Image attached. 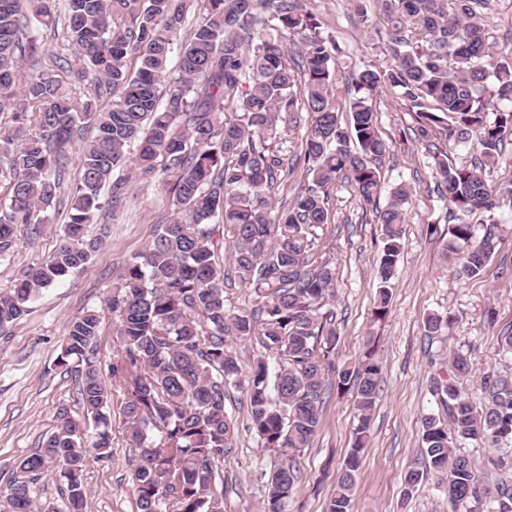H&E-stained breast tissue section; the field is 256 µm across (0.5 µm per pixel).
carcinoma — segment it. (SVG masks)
Instances as JSON below:
<instances>
[{
    "label": "carcinoma",
    "instance_id": "cac0c4a2",
    "mask_svg": "<svg viewBox=\"0 0 512 512\" xmlns=\"http://www.w3.org/2000/svg\"><path fill=\"white\" fill-rule=\"evenodd\" d=\"M51 2L0 0V112L9 113L0 124V259L14 252L20 229L32 234L49 223L54 202L70 201V213L53 252L0 295V329L101 246L85 227L123 203L127 181L113 179L115 170L143 179L177 173L174 217L127 263L112 295L123 342L112 376L127 388L129 439L140 449L133 473L139 512H222L214 467L234 431L224 413L227 385L246 390L265 448L291 454L307 447L319 426L336 343L332 315L323 312L335 269L313 250L317 230L330 223L327 188L339 178L382 224L380 308L390 300L409 191L397 185L380 205V164L390 146L372 98L393 92L415 113L417 138L440 128L453 148L475 153L470 164L433 155L453 221L448 234L467 245L457 274L472 279L497 246L491 225L512 210V180L493 184L486 175L512 136V53L491 39L488 0H377L383 29L375 33L395 65L352 75L344 122L330 96L341 50L300 0H64L60 12ZM195 3L202 19L181 40ZM46 31L61 32L62 51L46 53ZM291 45L299 50L295 72L284 62ZM174 52L178 78L163 96L159 86ZM108 94L112 104L100 107ZM302 110L313 123L293 158L311 186L277 207L274 186L289 163L282 129ZM88 125L95 135L75 156V137ZM476 212L484 215L481 229L468 221ZM226 239L234 278L261 297L248 313L224 303L216 256ZM99 326L94 311L72 321L58 360L61 367L78 363L92 442L84 443L62 409L55 431L3 488L13 512H44L31 485L53 468L66 480L67 512H84L86 460L110 448L109 392L93 360ZM230 331L259 338L278 355L277 370L261 359L241 375L224 340ZM470 372V359L459 353L433 377L445 416L422 420L424 468L446 474L453 512H512V464L489 460L497 473L480 481L478 462L456 451L466 441L491 449L512 444V379L494 380L477 410L457 386ZM379 374L375 364L338 374L342 385L355 381L359 425L327 512H350ZM297 479L290 459L269 479L263 512H282Z\"/></svg>",
    "mask_w": 512,
    "mask_h": 512
}]
</instances>
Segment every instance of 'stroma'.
<instances>
[{"instance_id": "obj_1", "label": "stroma", "mask_w": 512, "mask_h": 512, "mask_svg": "<svg viewBox=\"0 0 512 512\" xmlns=\"http://www.w3.org/2000/svg\"><path fill=\"white\" fill-rule=\"evenodd\" d=\"M324 33L335 38L342 56L331 95L338 107L348 100L346 78L364 68L386 69L393 60L373 34L381 26L376 0H303ZM380 131L390 144L382 172L386 185L406 183L411 202L403 224L404 249L397 265L385 315H377L376 271L382 227L363 209L352 186L337 180L329 187L332 222L321 232L316 255L336 269L329 307L336 327L335 369L329 374L319 428L307 448L294 455L300 478L284 512H325L337 474L350 452L358 425L356 391L340 386L339 370L372 362L379 366V394L361 451L351 512H451L445 476L431 474L414 489L404 475L421 462V420L441 406L430 386L433 374L456 353L470 357L472 372L461 389L475 407L485 402L486 376H512V357L502 354L498 338L512 332V219L496 228L497 246L486 271L461 279L456 268L464 244L448 233V202L433 169L428 147L410 131L415 114L392 94L374 96ZM175 174L153 179L130 177L126 199L109 224L101 248L77 273L43 290L23 319L0 331V489L18 462L41 447L68 408L80 432L93 424L79 403L72 367H62L69 323L86 311L100 317L94 358L111 391L110 448L90 456L84 471L85 512H138L133 471L139 451L127 435L123 406L127 392L111 366L123 352L119 319L108 302L119 288L125 265L172 214L168 194ZM51 223L35 234H21L10 260L0 262V291L12 287L18 272L53 251L67 221V210H48ZM495 323H488V311ZM436 313L454 318L449 329L427 334L426 320ZM245 390L225 389L224 409L235 425L230 446L216 462V481L224 490L223 512H261L266 484L285 457L262 447L252 427Z\"/></svg>"}]
</instances>
